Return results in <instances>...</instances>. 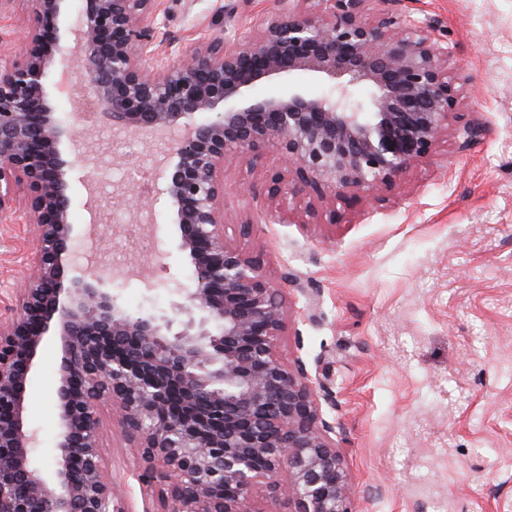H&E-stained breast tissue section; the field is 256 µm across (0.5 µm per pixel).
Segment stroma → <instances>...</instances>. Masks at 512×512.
Instances as JSON below:
<instances>
[{
    "mask_svg": "<svg viewBox=\"0 0 512 512\" xmlns=\"http://www.w3.org/2000/svg\"><path fill=\"white\" fill-rule=\"evenodd\" d=\"M165 29L177 46L222 29L246 30L277 0H167ZM397 12L438 20L460 110L429 160L410 167L385 201L359 195L341 216L292 203L265 224L277 153L257 166L224 164L228 210L256 217L247 234L228 228L259 257L286 296L284 362L302 363L344 455L351 512H512V0H400ZM477 131L464 143V128ZM175 231L143 248L103 223L77 241L74 266L99 252L123 305L169 312L172 280L188 282L176 256L154 268L152 250L174 249ZM26 225L0 223V315L32 276ZM60 348L40 351L27 391L39 437L35 460L56 445L53 395ZM104 457L129 512H143L138 456L109 405L100 408Z\"/></svg>",
    "mask_w": 512,
    "mask_h": 512,
    "instance_id": "35a3bbf8",
    "label": "stroma"
}]
</instances>
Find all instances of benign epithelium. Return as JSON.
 <instances>
[{
  "mask_svg": "<svg viewBox=\"0 0 512 512\" xmlns=\"http://www.w3.org/2000/svg\"><path fill=\"white\" fill-rule=\"evenodd\" d=\"M30 27L0 56V219L23 215L36 238L35 274L0 318V512H127L101 444L111 403L140 460L142 485L161 487L144 512H254L250 492L284 490L296 512H350L342 451L302 367L276 353L283 296L263 263L226 234L224 159L267 151L289 179L271 177L269 219L288 201L306 210L393 188L434 153L459 109L448 41L433 21L371 16L373 0H281L247 35L221 30L175 51L160 30L161 0H26ZM76 62L118 140L141 139L158 193L177 224L191 281L175 283L171 314L127 310L96 265L73 268L79 235L70 181L94 189L101 166L138 160L77 140L48 91L56 64ZM297 71L324 77L328 94L295 87L252 98L260 83ZM372 88L368 102L354 86ZM129 185L96 191L90 223L122 207L157 233ZM61 345L51 469L36 464L26 392L46 337ZM288 470V486L278 480Z\"/></svg>",
  "mask_w": 512,
  "mask_h": 512,
  "instance_id": "7a95c632",
  "label": "benign epithelium"
}]
</instances>
